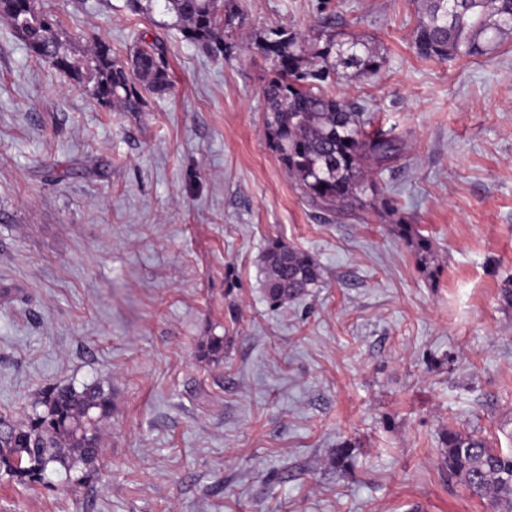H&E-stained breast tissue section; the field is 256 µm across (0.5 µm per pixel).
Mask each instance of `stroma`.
<instances>
[{"label":"stroma","instance_id":"35a3bbf8","mask_svg":"<svg viewBox=\"0 0 512 512\" xmlns=\"http://www.w3.org/2000/svg\"><path fill=\"white\" fill-rule=\"evenodd\" d=\"M36 4L76 54L161 40L172 88L104 107L0 19V415L56 383L114 399L89 482L0 480V512H489L441 436L512 448V35L439 60L413 45L420 0H228L241 25L215 57L166 0ZM323 22L381 60L329 93L406 142L359 218L305 202L262 133L258 36ZM272 241L321 270L280 306ZM395 233L412 244L420 256L421 262L426 263L427 255L431 251L430 240L423 236L414 224H395Z\"/></svg>","mask_w":512,"mask_h":512}]
</instances>
